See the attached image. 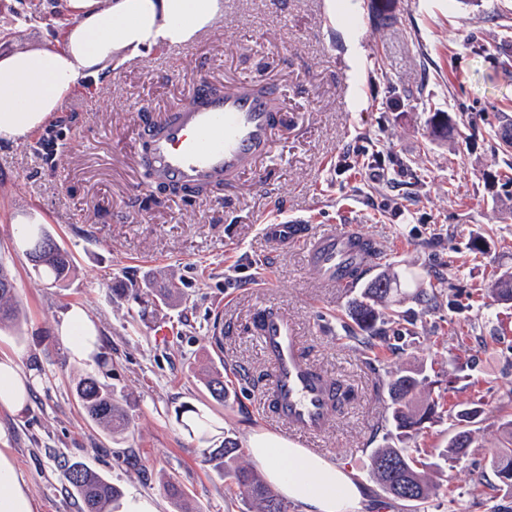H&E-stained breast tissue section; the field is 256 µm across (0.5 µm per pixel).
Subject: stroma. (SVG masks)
Listing matches in <instances>:
<instances>
[{
    "label": "stroma",
    "instance_id": "1",
    "mask_svg": "<svg viewBox=\"0 0 512 512\" xmlns=\"http://www.w3.org/2000/svg\"><path fill=\"white\" fill-rule=\"evenodd\" d=\"M389 19L376 26L375 8ZM35 11L36 25L17 15ZM71 19L67 0H0V56L55 45ZM263 80L279 92L282 125L271 155L223 192L154 203L137 159L145 116H159L204 83ZM398 86L392 94L390 86ZM446 112L464 137L437 138ZM512 124V0H224L199 39L153 49L111 77L78 87L46 125L0 146V263L15 277L19 329H0V356L19 358L36 383L21 413L0 409V446L11 450L39 512H81L69 462L105 474L158 512H242L213 450L247 448L255 432L279 433L259 410L268 362L251 318L272 307L293 320L310 362L345 378L356 398L312 448L362 486L361 512H409L368 473L372 431L386 406L370 355L345 313L351 288L323 287L297 249L272 251L264 224L290 219L353 227L379 242L384 261L422 286L450 278L436 308L406 288L394 303L398 355L379 365L423 363L447 404L481 400L483 445L472 457L438 459L433 477L469 504L472 460L488 462L499 433L495 405L512 388V306L481 314L471 289L512 266V165L498 134ZM38 214L70 251L62 287L38 276L17 233ZM481 243V253L471 250ZM176 282L171 305L142 309L120 289ZM73 306L99 330L97 361L70 360L56 328ZM471 325L468 339L459 327ZM423 343H413V335ZM224 379L215 400L207 380ZM93 374L132 419L112 437L80 408L75 386ZM193 407L210 422L191 435L178 419ZM176 482L182 500L163 480Z\"/></svg>",
    "mask_w": 512,
    "mask_h": 512
}]
</instances>
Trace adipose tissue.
Wrapping results in <instances>:
<instances>
[{"label": "adipose tissue", "instance_id": "adipose-tissue-1", "mask_svg": "<svg viewBox=\"0 0 512 512\" xmlns=\"http://www.w3.org/2000/svg\"><path fill=\"white\" fill-rule=\"evenodd\" d=\"M74 18L56 50L17 49L0 59V144H14L41 128L79 84L100 82L113 65L152 48L189 44L208 30L224 0H69ZM72 359L98 352V331L80 307L56 329ZM29 380L18 360L0 356V408L18 413L29 403ZM252 458L268 483L303 512H358L362 489L321 453L271 432L252 434ZM38 506L6 448H0V512Z\"/></svg>", "mask_w": 512, "mask_h": 512}]
</instances>
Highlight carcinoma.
I'll use <instances>...</instances> for the list:
<instances>
[{"instance_id": "1", "label": "carcinoma", "mask_w": 512, "mask_h": 512, "mask_svg": "<svg viewBox=\"0 0 512 512\" xmlns=\"http://www.w3.org/2000/svg\"><path fill=\"white\" fill-rule=\"evenodd\" d=\"M159 194L182 196L183 201L209 195L204 188L178 189L157 186ZM27 254L41 260L33 263L34 269L55 284L67 280L71 272V256L50 235L40 228L27 229L25 238ZM14 279L10 271L0 264V325H19V307L14 300ZM402 294L399 275L388 269L382 271L363 289L360 295L348 301L347 315L357 326L361 339L371 342L386 341L379 332V325L387 320V310ZM477 309H490L494 304L512 303V270L506 269L490 280L478 293ZM386 394L389 442L372 450L369 473L381 490L391 499L408 504L413 512H427L430 502L439 495L440 485L429 474L431 464L421 460L419 449L410 446L427 425L441 417L440 402L432 397V381L420 367L398 366L378 380ZM76 393L87 416L113 436L125 433L131 419L112 398V393L98 379L89 374L76 385ZM501 414L499 429L505 440L492 454L491 465L497 481L486 479L484 472L476 474L474 488L477 492L474 506L488 512H512V506L500 501V495L512 497V389L502 394L498 401ZM188 416L181 424L188 433L202 430L206 421L196 410L187 407ZM449 428L453 435L441 456L456 459L468 452L476 443L475 424L480 422L484 410L478 401L461 403L446 410ZM243 451L231 439L224 440L214 458L221 461L225 484L238 490L247 512H288V506L266 483L254 467L241 463ZM67 481L78 495L83 512H106L109 503L121 497V490L101 473L81 462L73 463L67 472Z\"/></svg>"}]
</instances>
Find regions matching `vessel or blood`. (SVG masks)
<instances>
[{"label":"vessel or blood","instance_id":"1","mask_svg":"<svg viewBox=\"0 0 512 512\" xmlns=\"http://www.w3.org/2000/svg\"><path fill=\"white\" fill-rule=\"evenodd\" d=\"M278 93L251 81L213 93L197 86L191 103L177 106L147 129L148 149L140 162L155 181L181 186L226 185L271 153ZM273 250L301 249L307 265L328 288H348L352 271L374 263L358 232H313L303 224H267ZM256 334L271 373L260 393L263 409L297 437L318 438L335 417L334 382L305 357L301 338L284 312L262 309Z\"/></svg>","mask_w":512,"mask_h":512}]
</instances>
